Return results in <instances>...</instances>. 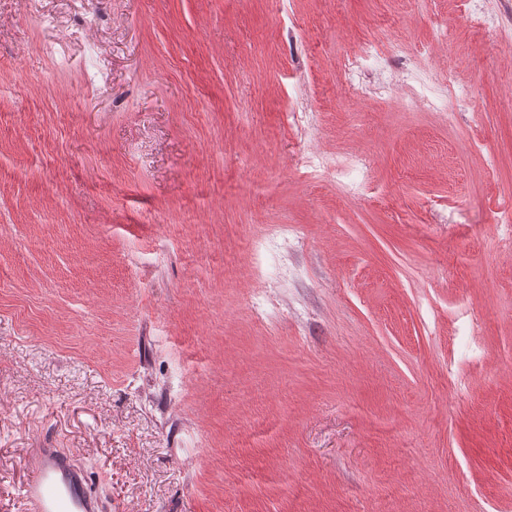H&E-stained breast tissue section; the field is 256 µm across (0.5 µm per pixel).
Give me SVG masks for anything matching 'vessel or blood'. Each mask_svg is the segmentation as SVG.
Here are the masks:
<instances>
[{"label":"vessel or blood","mask_w":512,"mask_h":512,"mask_svg":"<svg viewBox=\"0 0 512 512\" xmlns=\"http://www.w3.org/2000/svg\"><path fill=\"white\" fill-rule=\"evenodd\" d=\"M28 471L21 492L25 512H103L90 476L71 454L57 448L33 449Z\"/></svg>","instance_id":"vessel-or-blood-1"}]
</instances>
